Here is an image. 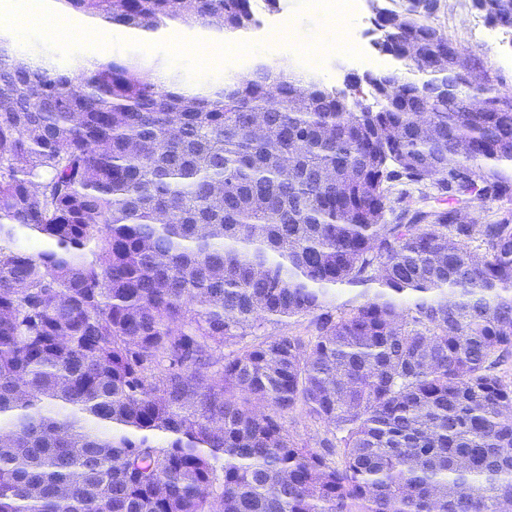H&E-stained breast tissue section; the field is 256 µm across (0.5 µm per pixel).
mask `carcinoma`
<instances>
[{
	"label": "carcinoma",
	"mask_w": 512,
	"mask_h": 512,
	"mask_svg": "<svg viewBox=\"0 0 512 512\" xmlns=\"http://www.w3.org/2000/svg\"><path fill=\"white\" fill-rule=\"evenodd\" d=\"M60 2L260 26L254 0ZM374 24L422 78L378 75L366 112L265 63L188 98L129 58L72 75L0 37V512H512V210L456 220L512 202V89L434 96L448 37ZM374 288H378L376 283H371L361 286H338L333 290L329 291L328 295V310H332L336 313V307H342L348 301L357 298L361 300V296L365 291L372 293Z\"/></svg>",
	"instance_id": "cac0c4a2"
}]
</instances>
